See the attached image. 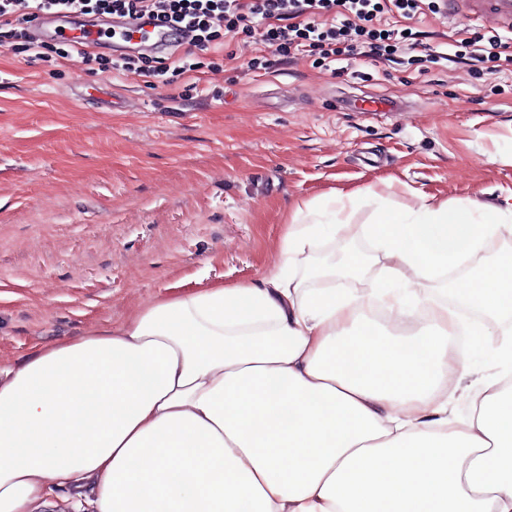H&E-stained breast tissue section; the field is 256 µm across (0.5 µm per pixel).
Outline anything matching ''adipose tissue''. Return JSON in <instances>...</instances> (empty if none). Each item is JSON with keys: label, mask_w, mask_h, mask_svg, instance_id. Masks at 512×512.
Listing matches in <instances>:
<instances>
[{"label": "adipose tissue", "mask_w": 512, "mask_h": 512, "mask_svg": "<svg viewBox=\"0 0 512 512\" xmlns=\"http://www.w3.org/2000/svg\"><path fill=\"white\" fill-rule=\"evenodd\" d=\"M291 224L284 261L252 283L159 299L116 327L0 367V512H45L58 489L93 512H512V383L448 402L471 357L512 364L488 320L512 316V253L477 269L468 353L447 304L385 333L358 296L305 288L315 238L344 234L336 202ZM501 209L422 199L364 234L384 260L375 302L410 313L421 281L504 227Z\"/></svg>", "instance_id": "1"}]
</instances>
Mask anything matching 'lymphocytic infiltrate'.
<instances>
[{
  "label": "lymphocytic infiltrate",
  "instance_id": "f902f5d3",
  "mask_svg": "<svg viewBox=\"0 0 512 512\" xmlns=\"http://www.w3.org/2000/svg\"><path fill=\"white\" fill-rule=\"evenodd\" d=\"M422 9L423 0H0V46L38 50L26 27L45 11L135 18L148 14L186 30L188 45L201 50L261 18L270 23L260 34L269 51L327 60L358 45L364 56L376 59L394 50L386 35L371 26L377 14L411 18ZM332 11L338 12L340 23L321 24V17Z\"/></svg>",
  "mask_w": 512,
  "mask_h": 512
}]
</instances>
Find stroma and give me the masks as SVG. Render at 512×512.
<instances>
[{
  "mask_svg": "<svg viewBox=\"0 0 512 512\" xmlns=\"http://www.w3.org/2000/svg\"><path fill=\"white\" fill-rule=\"evenodd\" d=\"M452 0L410 19L390 59L268 55L245 35L201 52L215 71L148 85L110 71L121 51L34 61L0 47V363L161 298L258 280L278 265L297 205L330 197L348 234L315 264L359 254L336 280L372 310L379 266L372 193L404 214L420 197L512 207V71L473 63L462 40L512 26L458 22ZM401 100L365 112V99Z\"/></svg>",
  "mask_w": 512,
  "mask_h": 512,
  "instance_id": "stroma-1",
  "label": "stroma"
}]
</instances>
